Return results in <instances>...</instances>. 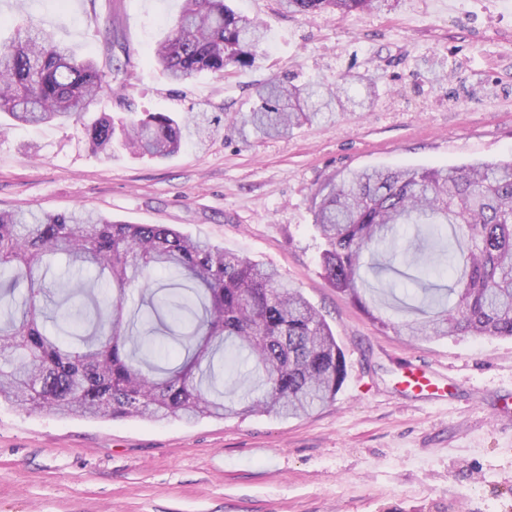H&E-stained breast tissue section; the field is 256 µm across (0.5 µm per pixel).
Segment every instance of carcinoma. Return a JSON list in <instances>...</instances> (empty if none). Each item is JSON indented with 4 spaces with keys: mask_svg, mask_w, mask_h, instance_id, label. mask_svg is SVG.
<instances>
[{
    "mask_svg": "<svg viewBox=\"0 0 512 512\" xmlns=\"http://www.w3.org/2000/svg\"><path fill=\"white\" fill-rule=\"evenodd\" d=\"M287 12L314 15L372 10L382 0H280ZM267 28L236 14L226 0H183L153 60L172 82L206 71L224 76L264 59ZM127 63L103 69L78 60L49 30L31 21L12 28L0 44V112L31 125L83 127L91 150L109 154L116 143L133 154L166 159L186 136L206 129L195 115L182 123L165 112H130L119 122L86 115L106 94L125 89ZM346 76L336 84L296 85L271 78L255 87L256 102L241 123L263 137L336 111ZM313 223L323 240L321 267L329 285L347 294L382 329L411 338H512V160L464 168L362 169L330 181L315 195ZM408 225L426 244L418 275L430 310L394 322L376 313L362 270L380 264ZM453 239H448V233ZM67 270L95 271L67 294L64 335H50L47 302L55 293L45 274L55 258ZM448 268L452 285L423 277ZM174 270L189 286L163 303L146 287L153 270ZM26 285L22 300L15 290ZM141 292L140 331L123 326L124 302ZM0 400L21 410L61 416L187 421L266 413L288 419L336 399L346 378L344 354L319 312L276 270L228 252L167 224H125L76 208L49 213L0 211ZM191 323L185 357L163 368L167 344L154 322ZM233 347L250 366L254 385L239 401L220 388L218 352Z\"/></svg>",
    "mask_w": 512,
    "mask_h": 512,
    "instance_id": "carcinoma-1",
    "label": "carcinoma"
}]
</instances>
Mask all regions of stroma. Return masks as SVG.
I'll return each instance as SVG.
<instances>
[{"instance_id":"stroma-1","label":"stroma","mask_w":512,"mask_h":512,"mask_svg":"<svg viewBox=\"0 0 512 512\" xmlns=\"http://www.w3.org/2000/svg\"><path fill=\"white\" fill-rule=\"evenodd\" d=\"M268 28V57L225 77L170 83L150 61L181 0H0V18L51 29L78 58L131 55L128 87L92 117L204 113L208 131L166 160L89 151L82 128L0 114V209L84 207L168 224L276 268L325 316L347 365L335 401L298 419L191 423L61 417L0 404V512H512V339L412 340L380 331L320 267L315 193L361 168L461 167L512 158V0H387L311 16L231 0ZM375 77L371 111L282 138L237 113L273 76L300 85ZM410 258L366 272L404 319ZM427 369L439 397L401 390Z\"/></svg>"}]
</instances>
